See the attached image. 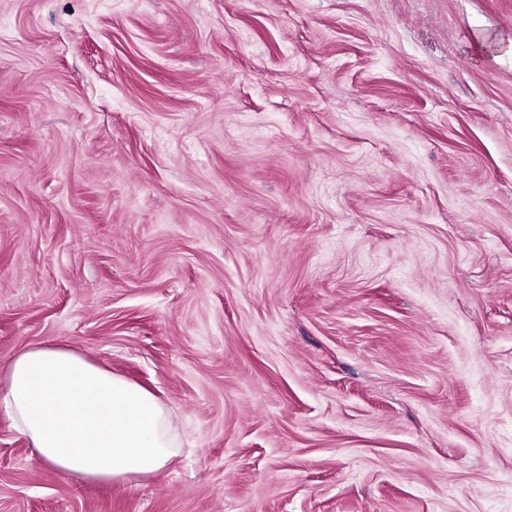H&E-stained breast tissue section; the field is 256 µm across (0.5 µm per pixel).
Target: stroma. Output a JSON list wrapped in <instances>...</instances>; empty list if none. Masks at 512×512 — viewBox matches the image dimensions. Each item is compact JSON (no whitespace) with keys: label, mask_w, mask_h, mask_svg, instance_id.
I'll return each instance as SVG.
<instances>
[{"label":"stroma","mask_w":512,"mask_h":512,"mask_svg":"<svg viewBox=\"0 0 512 512\" xmlns=\"http://www.w3.org/2000/svg\"><path fill=\"white\" fill-rule=\"evenodd\" d=\"M512 0H0V369L182 445L0 512H512Z\"/></svg>","instance_id":"35a3bbf8"}]
</instances>
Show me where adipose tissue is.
<instances>
[{
    "instance_id": "1",
    "label": "adipose tissue",
    "mask_w": 512,
    "mask_h": 512,
    "mask_svg": "<svg viewBox=\"0 0 512 512\" xmlns=\"http://www.w3.org/2000/svg\"><path fill=\"white\" fill-rule=\"evenodd\" d=\"M0 411L58 473L123 483L164 471L180 437L144 388L63 346L34 345L0 372Z\"/></svg>"
}]
</instances>
